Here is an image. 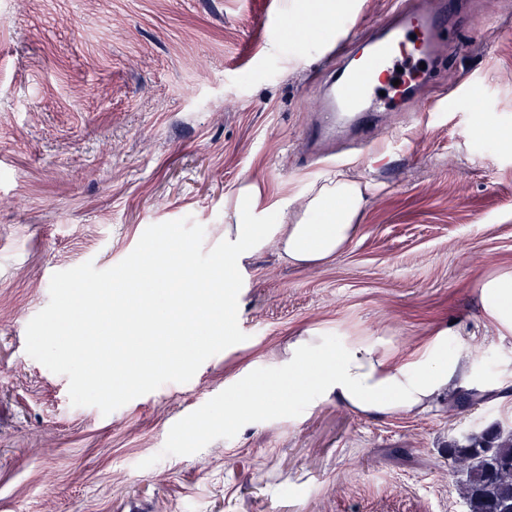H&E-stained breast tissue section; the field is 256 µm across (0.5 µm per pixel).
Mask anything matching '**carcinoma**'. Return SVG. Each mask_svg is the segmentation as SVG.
<instances>
[{"label":"carcinoma","instance_id":"1","mask_svg":"<svg viewBox=\"0 0 512 512\" xmlns=\"http://www.w3.org/2000/svg\"><path fill=\"white\" fill-rule=\"evenodd\" d=\"M468 512H512V430L492 425L454 444Z\"/></svg>","mask_w":512,"mask_h":512}]
</instances>
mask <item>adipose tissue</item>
Segmentation results:
<instances>
[{
	"label": "adipose tissue",
	"instance_id": "adipose-tissue-1",
	"mask_svg": "<svg viewBox=\"0 0 512 512\" xmlns=\"http://www.w3.org/2000/svg\"><path fill=\"white\" fill-rule=\"evenodd\" d=\"M365 188L360 182L339 174L314 186L303 210H293L290 201L278 200L273 208L261 207L263 190L249 185L241 195L228 224L224 226V255L202 269L196 279L183 287L170 288L150 305L142 318L149 335L163 343V359L181 360L178 343L182 332L195 320L199 298L220 302L233 275L252 261L269 243H277L281 258L296 268L320 266L334 260L353 240L359 226ZM189 262L182 247L165 251L146 249L138 261L121 271L116 281L140 287L168 285L181 277ZM486 315L501 330L512 332V274H504L481 289ZM114 324H106L103 338L112 349L111 365L101 368L97 386L108 392L115 374L135 370L137 382H146L151 365L130 363L114 338ZM445 331L435 336L422 351L392 361L369 342L357 341L338 350L323 346L320 337L301 336L288 345L282 371L287 388L271 383L254 402L258 411L272 413L286 401L304 406L335 401L362 414L410 413L425 409L443 389L466 383L482 388L481 377L466 371L462 346Z\"/></svg>",
	"mask_w": 512,
	"mask_h": 512
}]
</instances>
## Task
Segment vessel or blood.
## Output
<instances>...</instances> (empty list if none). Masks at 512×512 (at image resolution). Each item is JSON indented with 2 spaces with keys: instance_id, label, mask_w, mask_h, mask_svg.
I'll list each match as a JSON object with an SVG mask.
<instances>
[{
  "instance_id": "obj_1",
  "label": "vessel or blood",
  "mask_w": 512,
  "mask_h": 512,
  "mask_svg": "<svg viewBox=\"0 0 512 512\" xmlns=\"http://www.w3.org/2000/svg\"><path fill=\"white\" fill-rule=\"evenodd\" d=\"M471 8L470 0H395L369 40L349 29L339 32L329 53L336 66L322 96L329 118L309 128L311 143H355L389 106L414 111L429 81L428 64L462 53V44L445 35L450 27L461 26Z\"/></svg>"
}]
</instances>
